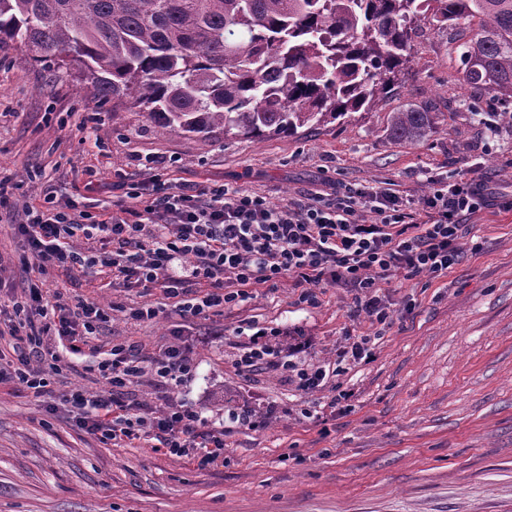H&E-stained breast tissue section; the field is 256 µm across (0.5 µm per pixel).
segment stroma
<instances>
[{"instance_id": "1", "label": "stroma", "mask_w": 512, "mask_h": 512, "mask_svg": "<svg viewBox=\"0 0 512 512\" xmlns=\"http://www.w3.org/2000/svg\"><path fill=\"white\" fill-rule=\"evenodd\" d=\"M471 37L466 20L414 21L412 62L377 109L262 142L160 131L138 108L99 100L80 65L0 47V287L15 296L35 277L12 231L26 207L50 193L96 212L148 181L154 155L174 185H223L273 205L359 184L398 193L417 214L443 178L483 180L498 198L467 219L447 276L379 288L383 325L354 315L358 291L342 284L317 288L313 304L286 284L250 290L221 314L167 309L137 324L128 309L159 305L160 290L124 287L107 268L48 270L50 291L72 307H109L110 319L53 376L48 401L0 385V512H512V128L495 118L502 101L464 78ZM406 106L435 116L415 143L387 135L391 112ZM247 321L307 343L308 361L337 365L335 376L304 392L271 362L239 371ZM363 336L370 358L339 361ZM121 342L147 357L189 347L196 369L170 395L201 414L204 432L223 434V464L202 470L147 441L106 446L76 425L65 395L99 392L92 367ZM253 415L264 427L248 425Z\"/></svg>"}]
</instances>
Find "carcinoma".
<instances>
[{
	"mask_svg": "<svg viewBox=\"0 0 512 512\" xmlns=\"http://www.w3.org/2000/svg\"><path fill=\"white\" fill-rule=\"evenodd\" d=\"M418 14L476 21L465 80L512 98V0H0V45L82 66L99 97L163 131L263 141L377 108ZM433 125L408 107L387 132L420 141Z\"/></svg>",
	"mask_w": 512,
	"mask_h": 512,
	"instance_id": "1",
	"label": "carcinoma"
}]
</instances>
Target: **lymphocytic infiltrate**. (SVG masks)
<instances>
[{
	"instance_id": "lymphocytic-infiltrate-1",
	"label": "lymphocytic infiltrate",
	"mask_w": 512,
	"mask_h": 512,
	"mask_svg": "<svg viewBox=\"0 0 512 512\" xmlns=\"http://www.w3.org/2000/svg\"><path fill=\"white\" fill-rule=\"evenodd\" d=\"M152 164L149 182L126 202L102 206L91 217L52 200L28 208L25 222L13 230L42 263L70 271L111 268L113 279L126 287L160 289L184 318L207 315L254 288L288 282L311 302L315 287L341 282L362 292L355 313L382 324L388 313L374 288L397 276L447 275L459 253L463 218L496 202L481 180L441 183L424 199L425 218L418 222L402 198L387 190L348 186L274 206L261 195L225 186L172 185L163 177L165 158ZM365 209L370 219H359ZM76 237L85 241L84 250L74 249ZM9 304L12 317L0 327V337H12L15 358L0 368V385H17L37 399L50 396L52 375L67 366L68 355L82 353L107 313L94 303L72 309L50 302L35 282ZM279 334L275 327H257L238 368L248 371L278 355L288 381L304 390L321 386L324 367L307 362L301 342L279 355L273 345ZM49 336L67 340L66 354L45 349ZM194 370L193 357L180 345L146 358L137 345L119 343L96 367L104 389L93 395L75 387L65 400L79 427L102 443L124 447L153 439L167 454L199 468L216 466L224 461V439L200 435L198 411L171 400L157 407L123 393L131 379L147 372L166 388Z\"/></svg>"
}]
</instances>
